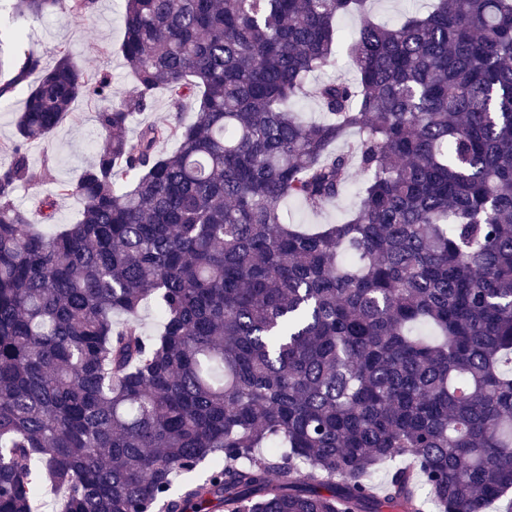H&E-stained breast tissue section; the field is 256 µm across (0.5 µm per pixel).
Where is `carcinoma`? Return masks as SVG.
Returning a JSON list of instances; mask_svg holds the SVG:
<instances>
[{
  "instance_id": "cac0c4a2",
  "label": "carcinoma",
  "mask_w": 512,
  "mask_h": 512,
  "mask_svg": "<svg viewBox=\"0 0 512 512\" xmlns=\"http://www.w3.org/2000/svg\"><path fill=\"white\" fill-rule=\"evenodd\" d=\"M366 3L126 0L117 105L65 48L0 57V98L27 89L0 165V512H39L46 484L57 512H487L512 493V0H435L340 42ZM341 46L353 78L310 86ZM159 92L172 119L129 137ZM88 96L107 145L57 189L79 220L48 233L54 196L14 203L27 147ZM356 169L341 222L282 220Z\"/></svg>"
}]
</instances>
